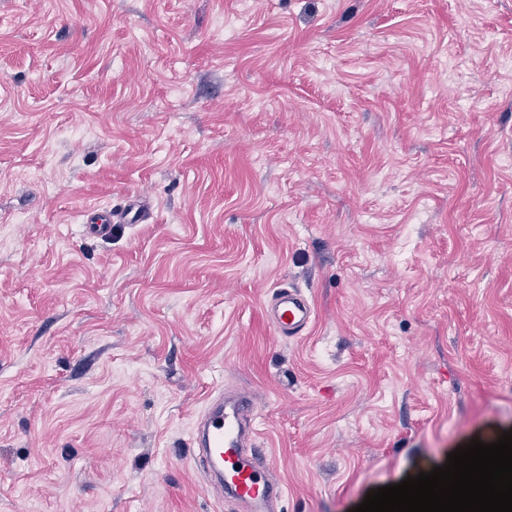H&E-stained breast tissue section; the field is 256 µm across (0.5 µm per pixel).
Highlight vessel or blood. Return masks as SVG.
Returning <instances> with one entry per match:
<instances>
[{
  "label": "vessel or blood",
  "instance_id": "1",
  "mask_svg": "<svg viewBox=\"0 0 512 512\" xmlns=\"http://www.w3.org/2000/svg\"><path fill=\"white\" fill-rule=\"evenodd\" d=\"M141 198L85 218L87 233L106 237L113 225L142 221ZM315 314L313 303L298 289L279 286L267 311L275 335L297 338L306 335ZM258 435L254 402L235 391L213 398L194 431L198 448L196 466L208 483L220 490L234 512H279L286 493L254 441Z\"/></svg>",
  "mask_w": 512,
  "mask_h": 512
}]
</instances>
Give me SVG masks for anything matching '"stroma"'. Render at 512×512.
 Listing matches in <instances>:
<instances>
[{
  "mask_svg": "<svg viewBox=\"0 0 512 512\" xmlns=\"http://www.w3.org/2000/svg\"><path fill=\"white\" fill-rule=\"evenodd\" d=\"M228 390L281 512L512 432V0H0V512H230ZM144 216V201L140 197H129L125 205L119 209L110 208L95 215H85V228L91 235L106 237L112 233V223H136L142 221ZM314 314L313 303L297 288L285 285L275 289L270 308L267 309L275 335L288 338L306 335ZM253 399L234 391L213 398L194 431L196 466L240 512H278L286 489L256 448Z\"/></svg>",
  "mask_w": 512,
  "mask_h": 512,
  "instance_id": "obj_1",
  "label": "stroma"
}]
</instances>
